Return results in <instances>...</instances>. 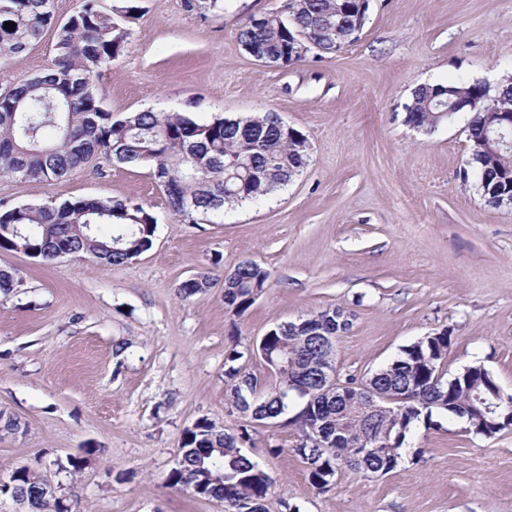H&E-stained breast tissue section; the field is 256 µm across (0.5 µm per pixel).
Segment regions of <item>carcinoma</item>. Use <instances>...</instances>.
Masks as SVG:
<instances>
[{"instance_id": "obj_1", "label": "carcinoma", "mask_w": 512, "mask_h": 512, "mask_svg": "<svg viewBox=\"0 0 512 512\" xmlns=\"http://www.w3.org/2000/svg\"><path fill=\"white\" fill-rule=\"evenodd\" d=\"M136 7L127 3L105 10L99 0H81L65 22L56 18L54 0H0V57L25 52L32 42L55 31L56 57L43 75L21 81L0 93V175L35 181L58 180L69 171L102 155L117 165H148L164 186L173 214L187 220L267 198L299 176L309 158L307 138L279 125L273 114L216 117L198 121L180 112L145 110L112 119L102 106L95 78L124 52L129 38L126 23ZM13 22L12 29L4 23ZM356 25L353 0H282L258 23L247 19L238 30L242 45L258 44L275 55L288 36L302 33L312 45L303 56L322 58L346 44L347 31ZM486 93L473 81L416 88L405 106L409 121L427 132L457 112L459 99H476L468 127L469 168L495 208L512 192V151L482 148L486 130ZM493 107L512 113V81L496 91ZM157 219L144 205L127 199L87 197L59 205H17L0 209V250L22 252L44 262L60 252L86 253L97 261L122 264L153 244ZM224 303L243 315L267 288L271 273L253 260L234 268ZM20 279L0 269V293L10 294ZM353 314L336 305L281 323L259 341L272 360L293 356L278 381L262 385L243 371L244 352L233 341L224 353V378L233 407L255 421L276 424L288 413L291 400L302 392L303 407L289 420L299 431L318 428L320 443L294 444L292 450L307 465L313 487L326 489L342 470L356 475H385L403 460L407 434L419 421L435 426L433 414L465 422L469 432L486 435L483 423L468 417L465 406L477 391L495 382L481 365L448 376V330L433 332L404 347L397 359L362 379L350 377L344 390L319 375L316 361L323 354L320 338L338 337L352 325ZM400 399L372 408L363 387ZM238 435L213 428L207 418L185 429L170 486L198 496L217 498L236 512L241 502L250 512H265L270 478L246 455ZM220 460L224 477L211 480L203 464ZM0 494L9 496L25 512H61L64 503L44 495V482L27 466L13 470Z\"/></svg>"}]
</instances>
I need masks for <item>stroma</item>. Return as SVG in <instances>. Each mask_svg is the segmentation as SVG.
<instances>
[{
    "label": "stroma",
    "instance_id": "1",
    "mask_svg": "<svg viewBox=\"0 0 512 512\" xmlns=\"http://www.w3.org/2000/svg\"><path fill=\"white\" fill-rule=\"evenodd\" d=\"M124 54L98 80L113 118L186 112L200 121L265 112L302 132L310 158L269 200L181 221L150 167L104 157L52 181L0 177V204L127 198L158 219L151 248L119 265L77 253L43 262L0 251L22 284L0 295V411L21 423L0 436V478L27 466L72 512H224L223 501L169 486L183 432L205 417L269 475L267 512H512V430L468 434L457 420L416 425L404 462L380 476L339 472L313 488L294 454L295 427L250 422L229 403L224 350L274 373L256 352L277 324L341 305L338 379L363 377L401 349L449 331V373L484 366L512 393V209L488 206L464 180L470 113L434 131L405 122L424 84L465 77L496 89L512 76V0H370L360 38L335 54L271 67L237 32L280 0H225L220 13L183 0H135ZM55 35L0 58V91L52 68ZM251 259L271 274L242 316L217 283L180 285ZM93 454L80 472L68 460ZM420 461H412L415 449Z\"/></svg>",
    "mask_w": 512,
    "mask_h": 512
}]
</instances>
